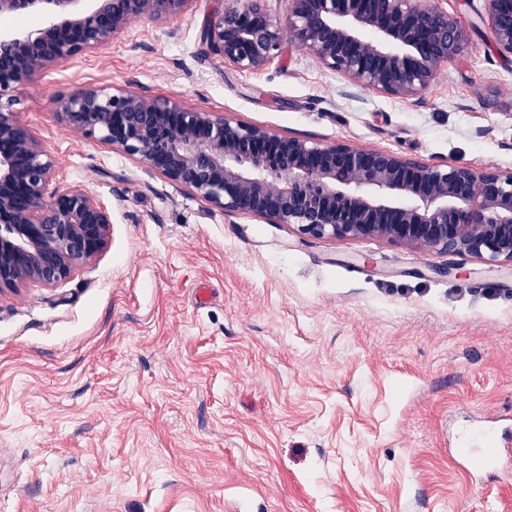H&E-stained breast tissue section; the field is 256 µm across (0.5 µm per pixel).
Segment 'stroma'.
<instances>
[{
    "label": "stroma",
    "instance_id": "1",
    "mask_svg": "<svg viewBox=\"0 0 512 512\" xmlns=\"http://www.w3.org/2000/svg\"><path fill=\"white\" fill-rule=\"evenodd\" d=\"M466 54L418 97L342 93L288 45L250 71L200 42L219 0L130 21L19 84L57 178L108 207V247L55 288L0 294V512H512V264L227 215L76 133L84 87L173 96L281 135L512 171V60L484 0H438ZM506 438L501 437L498 439L499 448H478L479 452L487 453L483 458L474 460L473 455L468 454L467 449H463L467 456L478 462L479 465L484 469H499V468H510L512 452L511 448L502 447V440Z\"/></svg>",
    "mask_w": 512,
    "mask_h": 512
}]
</instances>
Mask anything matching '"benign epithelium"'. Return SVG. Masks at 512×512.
Wrapping results in <instances>:
<instances>
[{"instance_id": "1", "label": "benign epithelium", "mask_w": 512, "mask_h": 512, "mask_svg": "<svg viewBox=\"0 0 512 512\" xmlns=\"http://www.w3.org/2000/svg\"><path fill=\"white\" fill-rule=\"evenodd\" d=\"M192 2L0 0L1 17H42L36 29L0 28V293L66 281L105 251L112 224L91 190L58 183L55 158L14 116V89L109 46L134 18L167 21ZM267 2L224 0L201 31L209 55L260 69L289 43L355 88L408 100L469 43L464 22L434 0H285L284 25ZM485 2L497 51L512 58V0ZM59 111L83 136L226 213L317 237H379L512 264L511 171L312 143L126 89L82 87Z\"/></svg>"}]
</instances>
